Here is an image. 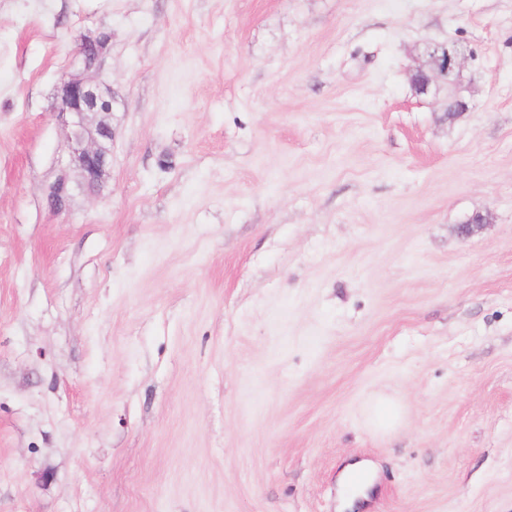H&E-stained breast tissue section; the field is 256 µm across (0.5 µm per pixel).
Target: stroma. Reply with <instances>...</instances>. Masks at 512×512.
<instances>
[{"label": "stroma", "mask_w": 512, "mask_h": 512, "mask_svg": "<svg viewBox=\"0 0 512 512\" xmlns=\"http://www.w3.org/2000/svg\"><path fill=\"white\" fill-rule=\"evenodd\" d=\"M101 31L109 177L59 211ZM356 461L362 512H512V0H0V512H339ZM470 50L461 42L427 43L421 54V62L410 70V85L417 96H433L441 88H447L448 94L454 93L456 110L460 117L470 110V102L459 94L464 62ZM403 416L402 405L393 398H378L368 410V422L378 431H392ZM354 475H358L360 477V481H359V483H357L358 485H356V486H360V491L357 495H355L354 497H352L345 503L346 507H352L354 505L352 500L359 497L360 495H363L364 492L366 491V489H368V487H370L371 484L373 483L372 469L366 464L352 463L345 470V472L343 474V479L345 482L350 484V479ZM350 485H352V484H350ZM352 486H354V485H352Z\"/></svg>", "instance_id": "obj_1"}]
</instances>
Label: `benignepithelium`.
<instances>
[{"instance_id": "benign-epithelium-1", "label": "benign epithelium", "mask_w": 512, "mask_h": 512, "mask_svg": "<svg viewBox=\"0 0 512 512\" xmlns=\"http://www.w3.org/2000/svg\"><path fill=\"white\" fill-rule=\"evenodd\" d=\"M109 39L82 35L73 59L77 72L60 79L55 88L56 113L67 130L69 156L62 173L47 189V198L57 209L66 206L75 189L97 192L108 177V156L115 137L111 88L92 76L108 50ZM470 50L461 42L428 43L421 62L410 70V85L417 96H433L442 88L453 93L456 110L462 115L470 102L459 94L464 62ZM74 172L76 179L69 178Z\"/></svg>"}]
</instances>
